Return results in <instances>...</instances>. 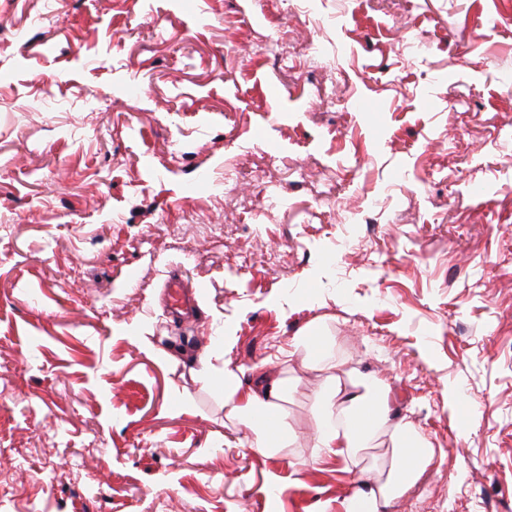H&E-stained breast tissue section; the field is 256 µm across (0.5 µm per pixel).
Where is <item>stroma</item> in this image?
I'll use <instances>...</instances> for the list:
<instances>
[{"label": "stroma", "instance_id": "stroma-1", "mask_svg": "<svg viewBox=\"0 0 512 512\" xmlns=\"http://www.w3.org/2000/svg\"><path fill=\"white\" fill-rule=\"evenodd\" d=\"M313 321L436 450L391 512H512V0H0V512H342ZM257 384L241 391L238 375L224 373L225 416L247 430L245 444L262 454H271L288 446L290 431L282 413L288 377L259 373Z\"/></svg>", "mask_w": 512, "mask_h": 512}]
</instances>
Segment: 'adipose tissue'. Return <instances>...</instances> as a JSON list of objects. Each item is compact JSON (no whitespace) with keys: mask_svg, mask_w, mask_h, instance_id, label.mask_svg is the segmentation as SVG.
<instances>
[{"mask_svg":"<svg viewBox=\"0 0 512 512\" xmlns=\"http://www.w3.org/2000/svg\"><path fill=\"white\" fill-rule=\"evenodd\" d=\"M317 331V326H309L293 344L294 350H306L311 363L328 374L318 397L317 445L338 460L355 465L362 451L388 437L390 459L382 466L367 468L365 483L345 505V512H386L421 480L436 450L431 442L416 437L411 423L393 421L389 383L375 375L345 369L323 347L313 345ZM287 384V378L264 373L245 392L237 374H225V415L246 429L249 448L271 454L287 447L290 431L281 407Z\"/></svg>","mask_w":512,"mask_h":512,"instance_id":"adipose-tissue-1","label":"adipose tissue"}]
</instances>
